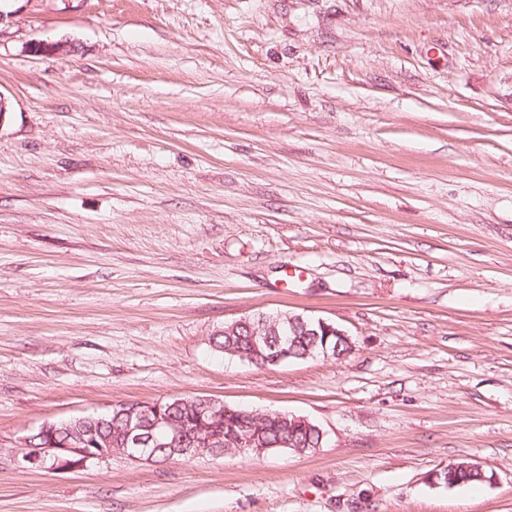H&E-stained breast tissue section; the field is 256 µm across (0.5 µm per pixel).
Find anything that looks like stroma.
I'll return each mask as SVG.
<instances>
[{"label":"stroma","mask_w":512,"mask_h":512,"mask_svg":"<svg viewBox=\"0 0 512 512\" xmlns=\"http://www.w3.org/2000/svg\"><path fill=\"white\" fill-rule=\"evenodd\" d=\"M0 96V512H512V0H9ZM280 311L353 350L215 349ZM194 396L326 437L9 464ZM452 464L453 465H448V468L452 467L451 469H444L445 471H448V475L443 471V469L437 471L438 474L435 478L437 484L452 487L478 484L487 481L488 476L486 473L483 470L481 471L475 464L466 461L455 462ZM447 477H449L448 482Z\"/></svg>","instance_id":"1"}]
</instances>
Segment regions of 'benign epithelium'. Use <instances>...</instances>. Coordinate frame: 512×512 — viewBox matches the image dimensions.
<instances>
[{"label": "benign epithelium", "instance_id": "7a95c632", "mask_svg": "<svg viewBox=\"0 0 512 512\" xmlns=\"http://www.w3.org/2000/svg\"><path fill=\"white\" fill-rule=\"evenodd\" d=\"M33 54L53 55L69 48L64 42L37 41L29 45ZM233 413L219 401L197 396L194 417L188 423L163 412L161 404L139 403L122 413L123 425L117 431L123 448L112 450V437L102 434L93 416L75 417L61 423L47 422L18 438L10 456L12 468L20 472L50 470L57 472L85 470L112 460L116 454L141 463H166L209 454L221 457L224 448L240 453L262 454L271 445L259 424L282 420L284 415L250 413L254 425L240 429H221L224 417Z\"/></svg>", "mask_w": 512, "mask_h": 512}]
</instances>
